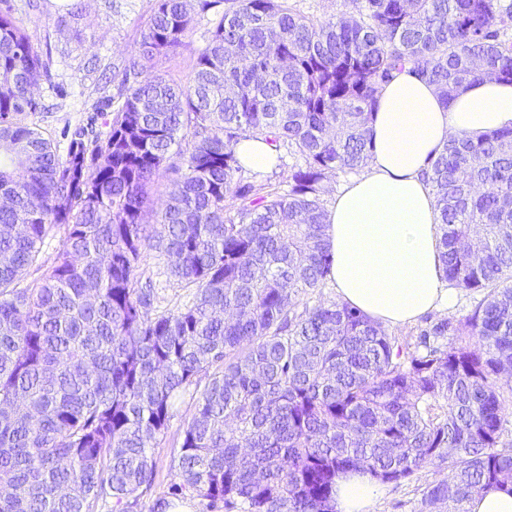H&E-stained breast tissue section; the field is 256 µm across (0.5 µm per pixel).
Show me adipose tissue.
<instances>
[{
	"instance_id": "obj_1",
	"label": "adipose tissue",
	"mask_w": 512,
	"mask_h": 512,
	"mask_svg": "<svg viewBox=\"0 0 512 512\" xmlns=\"http://www.w3.org/2000/svg\"><path fill=\"white\" fill-rule=\"evenodd\" d=\"M378 100L368 168L327 209L329 279L341 301L398 328L453 300L439 260L436 199L421 173L450 138L511 128L512 84L480 81L445 104L432 85L404 71ZM379 494L370 476L339 480L336 510L375 512Z\"/></svg>"
}]
</instances>
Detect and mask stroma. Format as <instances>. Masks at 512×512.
<instances>
[{
    "label": "stroma",
    "instance_id": "stroma-1",
    "mask_svg": "<svg viewBox=\"0 0 512 512\" xmlns=\"http://www.w3.org/2000/svg\"><path fill=\"white\" fill-rule=\"evenodd\" d=\"M155 0H0V11L8 13L30 38L47 63L49 76L35 89L37 111L22 120L39 129L58 152H65L73 133L93 127L103 131L100 112L107 99L117 93L112 81L114 67L136 56L152 14ZM209 36L206 17L196 16L193 29L173 52L155 57L148 72L167 80H186L199 50ZM157 290L155 313L183 307L193 291L173 283L167 258L150 248L141 263ZM196 413V401L187 397L176 406L168 428L151 450L154 480L140 494L137 512H151L156 499H168L173 512H205L197 497L172 495L179 480L181 442ZM445 471L427 467L409 480L387 484L376 512H413L422 490L445 478Z\"/></svg>",
    "mask_w": 512,
    "mask_h": 512
}]
</instances>
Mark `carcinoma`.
<instances>
[{
	"label": "carcinoma",
	"mask_w": 512,
	"mask_h": 512,
	"mask_svg": "<svg viewBox=\"0 0 512 512\" xmlns=\"http://www.w3.org/2000/svg\"><path fill=\"white\" fill-rule=\"evenodd\" d=\"M199 10L214 16L189 81L140 63L193 23L188 0H155L139 59L113 73L108 131L78 133L63 156L17 120L37 111L48 68L0 13V512L107 498L134 512L152 441L202 375L172 494L212 512H336L340 477L399 483L427 466L448 476L414 512L512 488V128L454 138L422 173L446 279L486 291L464 322L429 316L404 342L321 292L325 183L368 164L379 88L406 68L445 104L476 80L512 83V2L355 0L323 21L288 0ZM247 137L304 160L285 189L241 164ZM167 171L178 178L153 226ZM153 246L191 304L152 313Z\"/></svg>",
	"instance_id": "obj_1"
}]
</instances>
